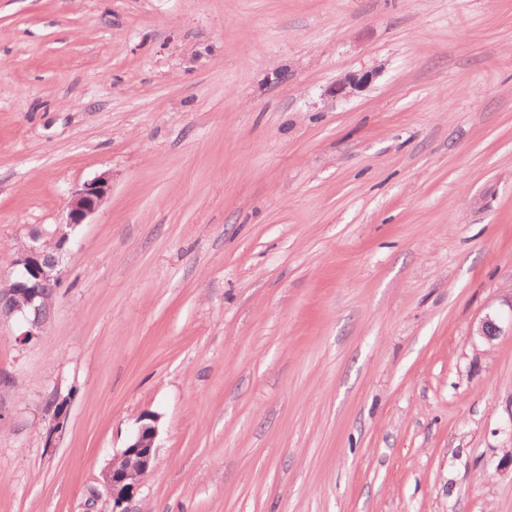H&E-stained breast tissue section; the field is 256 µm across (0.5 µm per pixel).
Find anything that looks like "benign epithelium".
<instances>
[{
    "label": "benign epithelium",
    "mask_w": 512,
    "mask_h": 512,
    "mask_svg": "<svg viewBox=\"0 0 512 512\" xmlns=\"http://www.w3.org/2000/svg\"><path fill=\"white\" fill-rule=\"evenodd\" d=\"M110 189L107 173L75 189L67 202L63 224L73 229L87 223L105 203ZM69 242L70 233L59 231L48 240L39 235L32 236L18 250L14 259L17 274L11 280H0V304L7 302L10 305L8 311L0 310V318L18 317L26 321L29 310L41 307L40 286L48 280H61L59 257ZM500 332L497 320L487 315L473 334L491 341ZM156 423L154 416H148V422L139 424L127 445L112 456L103 470V485L112 500V512H129L127 504L133 500L153 467L158 434Z\"/></svg>",
    "instance_id": "obj_1"
}]
</instances>
